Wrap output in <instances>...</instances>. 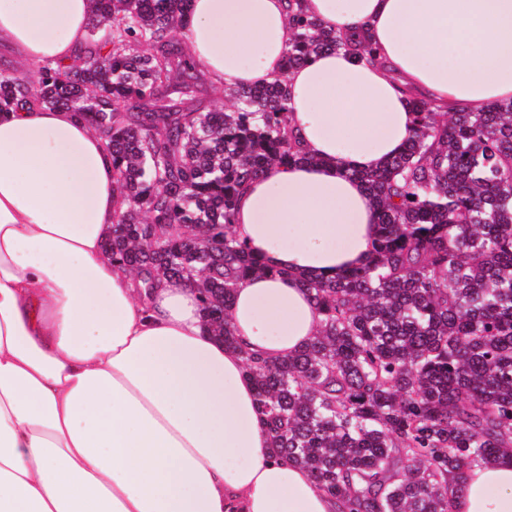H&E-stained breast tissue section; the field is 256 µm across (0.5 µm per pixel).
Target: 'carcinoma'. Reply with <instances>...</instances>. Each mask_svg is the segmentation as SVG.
Masks as SVG:
<instances>
[{
	"mask_svg": "<svg viewBox=\"0 0 512 512\" xmlns=\"http://www.w3.org/2000/svg\"><path fill=\"white\" fill-rule=\"evenodd\" d=\"M86 47L39 78L0 75V113L65 107L108 142L123 209L105 247L142 275L194 281L232 345V296L264 272L231 230L242 186L273 163L314 160L293 141L288 84L199 97L178 36L187 0H92ZM286 70L348 47L297 9ZM379 170L354 173L378 210L368 263L302 281L316 336L277 362L243 352L271 449L342 512H451L448 477L512 454V102L439 114Z\"/></svg>",
	"mask_w": 512,
	"mask_h": 512,
	"instance_id": "carcinoma-1",
	"label": "carcinoma"
}]
</instances>
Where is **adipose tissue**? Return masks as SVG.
I'll use <instances>...</instances> for the list:
<instances>
[{"instance_id": "adipose-tissue-1", "label": "adipose tissue", "mask_w": 512, "mask_h": 512, "mask_svg": "<svg viewBox=\"0 0 512 512\" xmlns=\"http://www.w3.org/2000/svg\"><path fill=\"white\" fill-rule=\"evenodd\" d=\"M375 61L325 50L292 70L288 0H189L186 53L220 88L286 77L291 131L314 155L269 166L232 229L265 266L233 295L229 346L196 285L141 295L104 242L121 205L107 144L64 108L0 115V512H337L270 449L243 351L278 361L315 336L302 278L364 265L378 233L359 171L398 155L409 102L512 100V0H302ZM90 0H0L25 68L71 61ZM452 512H512V457L472 467Z\"/></svg>"}]
</instances>
